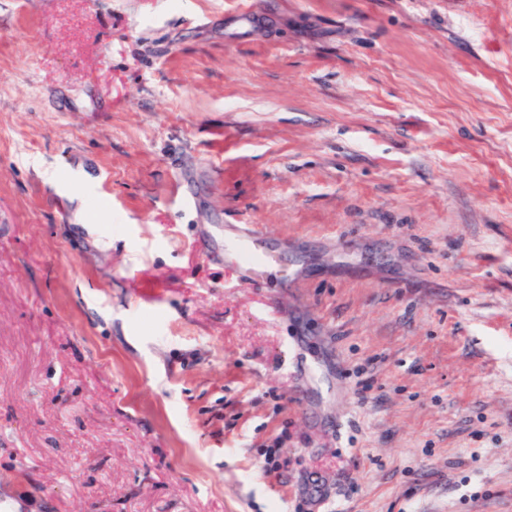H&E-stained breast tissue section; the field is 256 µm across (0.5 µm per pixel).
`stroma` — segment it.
I'll use <instances>...</instances> for the list:
<instances>
[{"mask_svg":"<svg viewBox=\"0 0 512 512\" xmlns=\"http://www.w3.org/2000/svg\"><path fill=\"white\" fill-rule=\"evenodd\" d=\"M4 495L512 512V0H0ZM240 225L239 233L224 235V263L250 282L278 266L282 255L269 247L265 233L256 224Z\"/></svg>","mask_w":512,"mask_h":512,"instance_id":"35a3bbf8","label":"stroma"}]
</instances>
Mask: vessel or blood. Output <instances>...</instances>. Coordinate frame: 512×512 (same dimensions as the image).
I'll list each match as a JSON object with an SVG mask.
<instances>
[{
  "instance_id": "vessel-or-blood-1",
  "label": "vessel or blood",
  "mask_w": 512,
  "mask_h": 512,
  "mask_svg": "<svg viewBox=\"0 0 512 512\" xmlns=\"http://www.w3.org/2000/svg\"><path fill=\"white\" fill-rule=\"evenodd\" d=\"M281 259V253L269 247L265 233L257 225H242L239 233L224 239V262L244 281H253L278 266Z\"/></svg>"
}]
</instances>
